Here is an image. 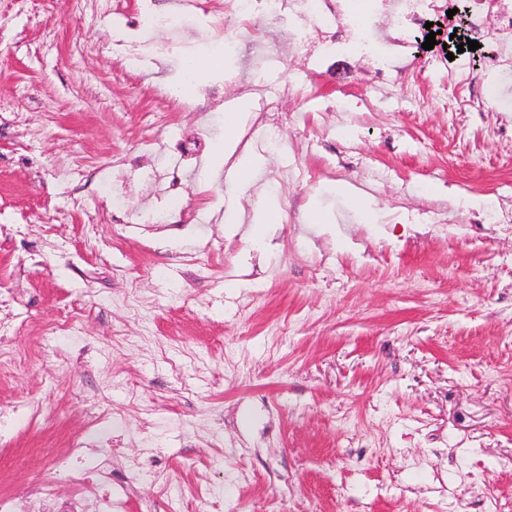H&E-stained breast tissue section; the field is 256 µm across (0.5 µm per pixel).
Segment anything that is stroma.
Here are the masks:
<instances>
[{
    "label": "stroma",
    "mask_w": 512,
    "mask_h": 512,
    "mask_svg": "<svg viewBox=\"0 0 512 512\" xmlns=\"http://www.w3.org/2000/svg\"><path fill=\"white\" fill-rule=\"evenodd\" d=\"M182 43L153 29L117 47L125 17L85 0H0V290L26 304L36 355L0 379V410L42 401L0 452V492L47 450L114 438L116 512H484L512 503V235L474 204L512 205V167L487 127L512 101L450 112L447 58L468 31L444 10L433 49L404 37L400 84L370 57L323 58L331 29L288 6L245 29L221 68L186 84L234 19L200 0ZM222 83L221 102L200 94ZM195 97L176 107L172 97ZM265 96L281 142L262 144ZM149 132L157 150L140 148ZM182 204L163 169L182 146ZM253 158L254 182L221 155ZM123 208L101 178L127 156ZM355 187L356 196L338 187ZM280 220L252 234L264 208ZM43 261L28 262L31 251ZM375 256L367 263L362 252ZM80 303L84 349L42 328ZM138 456L184 495L129 479Z\"/></svg>",
    "instance_id": "1"
}]
</instances>
